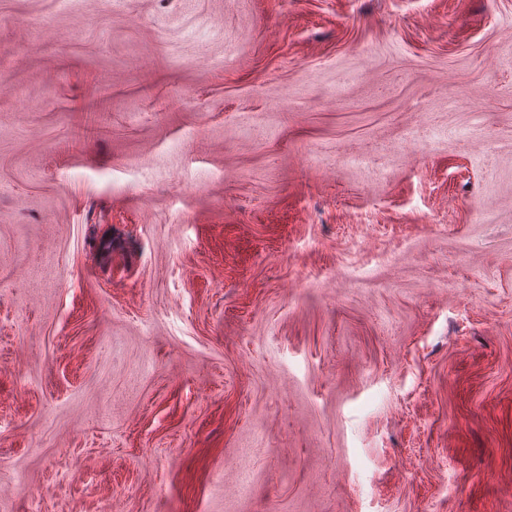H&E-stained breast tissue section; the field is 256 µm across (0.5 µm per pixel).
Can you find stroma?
<instances>
[{"label":"stroma","mask_w":512,"mask_h":512,"mask_svg":"<svg viewBox=\"0 0 512 512\" xmlns=\"http://www.w3.org/2000/svg\"><path fill=\"white\" fill-rule=\"evenodd\" d=\"M0 512H512V0H0Z\"/></svg>","instance_id":"1"}]
</instances>
